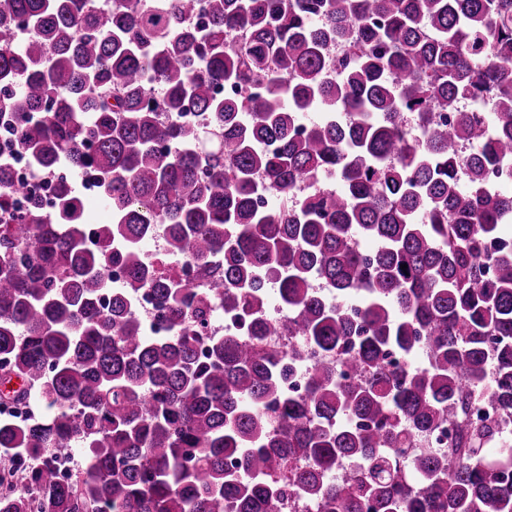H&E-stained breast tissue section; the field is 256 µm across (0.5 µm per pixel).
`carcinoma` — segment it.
<instances>
[{
    "instance_id": "carcinoma-1",
    "label": "carcinoma",
    "mask_w": 512,
    "mask_h": 512,
    "mask_svg": "<svg viewBox=\"0 0 512 512\" xmlns=\"http://www.w3.org/2000/svg\"><path fill=\"white\" fill-rule=\"evenodd\" d=\"M2 116L36 170L94 167L112 223L88 246L70 180L53 215L0 191V402L46 408L0 422V512H512V446L468 412L512 417V195L485 178L512 0H0ZM271 282L288 319L256 333ZM218 313L242 331L205 334ZM135 312L148 333L156 336H165L170 332L150 292L146 291L140 295L135 306Z\"/></svg>"
}]
</instances>
